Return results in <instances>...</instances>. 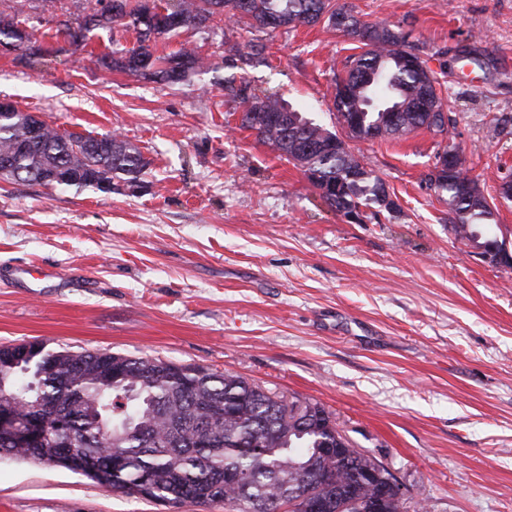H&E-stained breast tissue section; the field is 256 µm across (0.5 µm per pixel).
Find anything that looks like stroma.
<instances>
[{"instance_id": "stroma-1", "label": "stroma", "mask_w": 512, "mask_h": 512, "mask_svg": "<svg viewBox=\"0 0 512 512\" xmlns=\"http://www.w3.org/2000/svg\"><path fill=\"white\" fill-rule=\"evenodd\" d=\"M434 73L448 130L349 138L335 75L361 43L323 25L193 38L218 63L167 86L99 67L111 34L0 51V98L59 132L119 134L149 165L111 192L0 179V345L108 350L238 374L323 404L404 487L409 512H512V270L455 239L426 177L456 146L486 197L512 174V0H344ZM264 44L262 54L251 46ZM299 107L346 139L401 207L354 224L303 171L241 129L216 79ZM0 512H226L116 494L72 471L0 457Z\"/></svg>"}]
</instances>
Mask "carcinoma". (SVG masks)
<instances>
[{"mask_svg": "<svg viewBox=\"0 0 512 512\" xmlns=\"http://www.w3.org/2000/svg\"><path fill=\"white\" fill-rule=\"evenodd\" d=\"M0 10V48L32 54L38 45L30 13H55L61 0H8ZM90 14L62 34L75 48L93 31L134 30L127 48L97 56L108 70L168 86L190 84L217 69L185 41L160 54L157 44L211 28L228 18L258 31L323 24L366 47L336 77L335 106L352 139L387 140L420 129L446 132L437 79L387 25L364 23L336 0H86ZM179 16L163 23L158 9ZM226 102L241 111L240 127L300 167L320 197L348 221L394 216L400 206L363 159L343 140L276 96L260 97L250 84L228 80ZM15 106L0 109V178L17 183L112 191L118 180L143 188L148 161L138 147L110 134L61 133ZM428 181L448 203L451 231L464 245L506 251L491 233L497 207L471 178L453 145L435 155ZM373 208L367 214L362 208ZM43 423L40 440L20 446L0 437V455L34 459L86 476L99 487L168 505L222 501L234 512H405V499L385 484L357 479L382 465L356 447L318 402L289 400L230 372L176 365L110 351L49 352L43 344L0 345V408Z\"/></svg>", "mask_w": 512, "mask_h": 512, "instance_id": "cac0c4a2", "label": "carcinoma"}]
</instances>
